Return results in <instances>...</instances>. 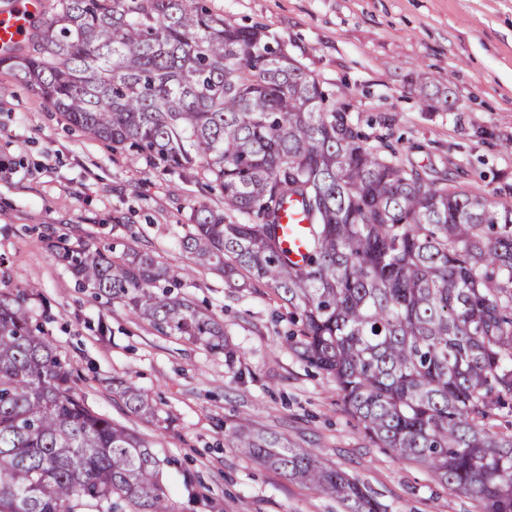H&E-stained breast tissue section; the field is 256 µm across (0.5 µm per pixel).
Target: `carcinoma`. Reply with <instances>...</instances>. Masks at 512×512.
<instances>
[{
	"mask_svg": "<svg viewBox=\"0 0 512 512\" xmlns=\"http://www.w3.org/2000/svg\"><path fill=\"white\" fill-rule=\"evenodd\" d=\"M30 45L0 65L71 124L211 177L224 209H193L183 249L227 287H246L244 270L288 304L291 349L335 382L372 440L482 512H512V433L491 426L512 399V208L400 161L390 122L367 142L265 28L235 27L204 0H56ZM415 90L453 106L436 79ZM291 199L309 224L301 265L280 237ZM55 247L95 296L226 351L224 326L174 294L181 278L157 258ZM28 300L0 298V512H172L149 443L76 394ZM112 391L129 413L158 415L135 385ZM239 435L348 512H386L316 453L244 424Z\"/></svg>",
	"mask_w": 512,
	"mask_h": 512,
	"instance_id": "cac0c4a2",
	"label": "carcinoma"
}]
</instances>
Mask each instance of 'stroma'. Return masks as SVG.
<instances>
[{
  "label": "stroma",
  "mask_w": 512,
  "mask_h": 512,
  "mask_svg": "<svg viewBox=\"0 0 512 512\" xmlns=\"http://www.w3.org/2000/svg\"><path fill=\"white\" fill-rule=\"evenodd\" d=\"M240 26L285 43L363 127L389 118L399 156L462 168L459 184L512 205V0H209ZM425 73L449 84L454 109L424 99ZM223 209L202 174L153 168L72 127L14 71L0 66V294H30L34 325L95 411L136 431L162 462L175 512H347L259 464L235 437L315 451L363 482L387 512H481L479 504L366 438L334 383L285 335L288 308L268 289L229 288L192 263L180 241L194 207ZM131 245L171 270L181 293L224 325L225 362L198 342L158 333L121 303L78 288L53 241ZM121 378L151 392L159 419L130 414L111 390Z\"/></svg>",
  "instance_id": "1"
}]
</instances>
